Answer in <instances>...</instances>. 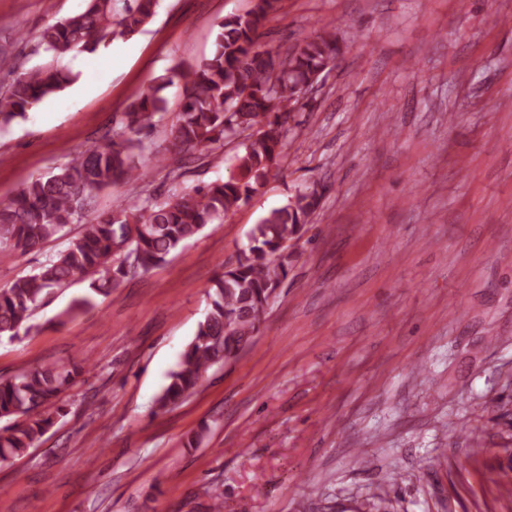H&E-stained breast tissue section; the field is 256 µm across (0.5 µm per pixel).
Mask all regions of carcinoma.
<instances>
[{"instance_id": "obj_1", "label": "carcinoma", "mask_w": 512, "mask_h": 512, "mask_svg": "<svg viewBox=\"0 0 512 512\" xmlns=\"http://www.w3.org/2000/svg\"><path fill=\"white\" fill-rule=\"evenodd\" d=\"M158 5L159 0H87L82 12L46 26L40 46L52 61L20 73L0 92V130L27 118L70 82L55 65L59 57L92 54L116 38L140 33ZM280 8L281 0H254L249 11L217 25L208 57L174 73L182 81L183 101L170 128L173 145L191 152L244 133L235 176L163 199L146 189L149 168L137 165L136 157L147 150L143 137L165 110L160 95L165 83L160 82L132 101L93 145L0 201L1 261L38 249L69 224L86 219L65 249L0 288V338L13 340L36 329L30 319L55 288L89 279L95 293L107 294L124 279L149 271L206 225L245 203L281 168L291 115L302 93L318 72L336 65L341 48L327 26L285 56L260 42V30ZM135 182L141 183L136 195L87 218L99 193ZM318 203L317 190L305 188L253 226L236 263L215 278L210 308L155 399V411L190 397L209 368L251 344L276 289L288 277V242L301 236ZM84 369L81 362L69 368L40 366L0 380V420L14 419L0 427L1 462L39 444L64 414L57 405L60 395Z\"/></svg>"}]
</instances>
